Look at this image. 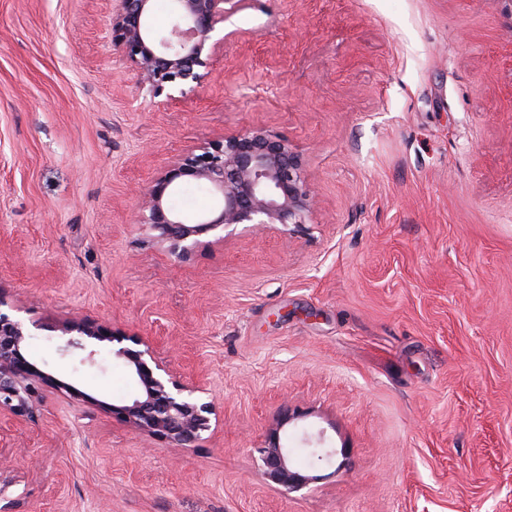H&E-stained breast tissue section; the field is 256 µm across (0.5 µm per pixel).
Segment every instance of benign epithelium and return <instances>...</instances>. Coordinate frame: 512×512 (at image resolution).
I'll list each match as a JSON object with an SVG mask.
<instances>
[{"label": "benign epithelium", "instance_id": "obj_1", "mask_svg": "<svg viewBox=\"0 0 512 512\" xmlns=\"http://www.w3.org/2000/svg\"><path fill=\"white\" fill-rule=\"evenodd\" d=\"M244 0H169L165 31L151 24L152 0H117L112 35L128 62L139 70L141 84L164 102L186 98L202 87L212 57L224 43V19ZM189 182L204 186L216 203L189 222L172 204L178 188ZM314 190L302 175V154L288 138L250 127L220 140H203L174 159L154 177L138 204L140 224L152 244L178 262L190 260L212 243L224 242L230 226H281L306 231L314 208ZM58 352L97 366L107 353L123 360L140 387L123 404L101 407L139 434L179 448H193L217 424L215 402L205 385L181 381L161 358L152 339L139 334L107 333L102 325L73 315L58 325ZM31 328L0 311V423L10 427L37 423L44 415L43 386L50 375L25 355ZM298 417L286 412L258 449L268 481L298 491L309 478L288 464L290 448L281 444L280 427ZM314 462L328 464L337 449L325 447L323 433H302Z\"/></svg>", "mask_w": 512, "mask_h": 512}]
</instances>
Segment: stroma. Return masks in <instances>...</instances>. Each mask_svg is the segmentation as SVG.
Instances as JSON below:
<instances>
[{
    "instance_id": "stroma-1",
    "label": "stroma",
    "mask_w": 512,
    "mask_h": 512,
    "mask_svg": "<svg viewBox=\"0 0 512 512\" xmlns=\"http://www.w3.org/2000/svg\"><path fill=\"white\" fill-rule=\"evenodd\" d=\"M112 0H0V290L37 322L38 423L0 430L24 512H512V0H247L195 95L153 103ZM302 153L306 233L236 229L174 262L136 222L204 138ZM151 337L221 418L197 447L130 431L123 362L73 378L57 324ZM75 382L80 396L58 389ZM324 432L269 482L258 449ZM298 416L296 412L292 413L287 410L279 420L278 427L272 429L267 435L264 446L258 449L264 474L268 481L287 491H298L310 480V478L290 468L288 455L291 448L283 446L280 439V429ZM301 440L309 448L312 456L314 457V462L319 465L329 464L333 457L337 454L336 448H325V437L323 432H319L317 436L313 437L312 434L307 432L302 433Z\"/></svg>"
}]
</instances>
